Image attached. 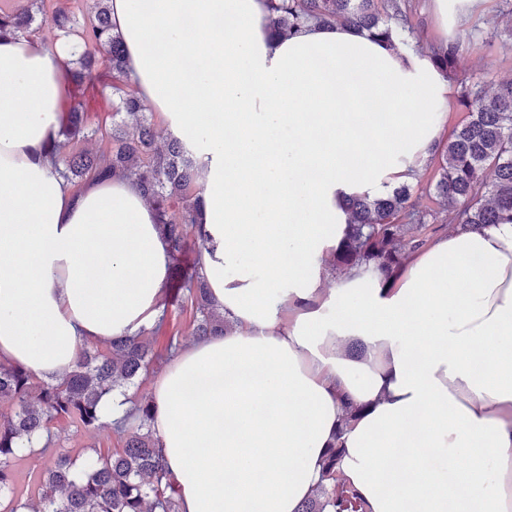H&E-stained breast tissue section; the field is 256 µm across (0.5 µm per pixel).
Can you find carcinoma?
I'll use <instances>...</instances> for the list:
<instances>
[{
  "mask_svg": "<svg viewBox=\"0 0 512 512\" xmlns=\"http://www.w3.org/2000/svg\"><path fill=\"white\" fill-rule=\"evenodd\" d=\"M273 33L292 36L308 24L352 27L391 48L410 45L415 33L413 0H268ZM94 11L82 22L64 9L47 11L46 0H17L0 8V36L30 35L49 22L60 36H76L68 70L67 121L48 156L55 172L68 183L116 175L133 177L159 216L168 244L171 268L167 294L189 305L192 335L224 332V316L212 305L199 259L187 261L202 248L197 192L199 166L176 139L158 145L160 132L133 88L126 69L125 47L113 31L108 0H93ZM433 49L432 65L445 76L463 70L464 39ZM108 56L109 71L98 70L97 54ZM112 94L110 122L91 126L87 103ZM457 104L467 119L448 140L436 145L437 167L426 194L439 209L420 208L414 187L400 185L378 197L359 196L348 203V230L327 259L331 271L371 268L392 281L425 239L428 226L447 221L463 230L512 222V79L486 90L469 78L458 83ZM144 329L131 338L81 348L78 360L60 381L37 380L21 366L0 360V512H179V491L165 471L158 441L150 426L152 400L141 397L123 422L115 426L118 447L94 451L77 461L43 447L39 504L16 494L13 464L23 441L51 425L68 421L86 431L105 425L100 409L104 394L136 384L155 361L153 335ZM342 449L331 444L324 456L321 480L301 512H361L363 505L337 468Z\"/></svg>",
  "mask_w": 512,
  "mask_h": 512,
  "instance_id": "1",
  "label": "carcinoma"
}]
</instances>
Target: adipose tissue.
Wrapping results in <instances>:
<instances>
[{"label": "adipose tissue", "mask_w": 512, "mask_h": 512, "mask_svg": "<svg viewBox=\"0 0 512 512\" xmlns=\"http://www.w3.org/2000/svg\"><path fill=\"white\" fill-rule=\"evenodd\" d=\"M110 12L140 99L199 163L227 324L152 387L180 512H299L333 444L367 512H512V224L449 229L389 284L325 265L351 198L415 182L449 79L347 26L276 36L265 0ZM71 51L0 39V360L43 380L152 326L171 261L134 179L76 191L44 153Z\"/></svg>", "instance_id": "obj_1"}]
</instances>
